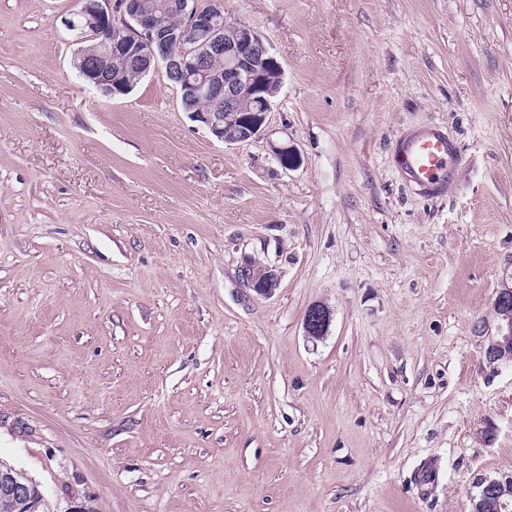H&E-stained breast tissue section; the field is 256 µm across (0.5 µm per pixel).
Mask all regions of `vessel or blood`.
Returning a JSON list of instances; mask_svg holds the SVG:
<instances>
[{"instance_id":"b4317fda","label":"vessel or blood","mask_w":512,"mask_h":512,"mask_svg":"<svg viewBox=\"0 0 512 512\" xmlns=\"http://www.w3.org/2000/svg\"><path fill=\"white\" fill-rule=\"evenodd\" d=\"M461 151L446 128L426 123L396 139L392 160L402 180L417 194L438 198L457 180Z\"/></svg>"}]
</instances>
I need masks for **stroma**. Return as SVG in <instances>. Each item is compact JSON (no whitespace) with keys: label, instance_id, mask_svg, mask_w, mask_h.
I'll list each match as a JSON object with an SVG mask.
<instances>
[{"label":"stroma","instance_id":"stroma-1","mask_svg":"<svg viewBox=\"0 0 512 512\" xmlns=\"http://www.w3.org/2000/svg\"><path fill=\"white\" fill-rule=\"evenodd\" d=\"M75 2L0 0V461L50 512H470L512 473L475 331L512 284V0H224L283 69L233 145L164 71L84 83ZM427 122L441 198L391 161ZM461 151L446 128L426 123L396 139L392 160L402 180L417 194L438 198L457 180ZM244 285L261 296H271L278 286V276L272 266H264L261 271L251 257H245L241 266ZM332 312L324 304H313L304 316V332L307 339L312 342L323 340L331 325Z\"/></svg>","mask_w":512,"mask_h":512}]
</instances>
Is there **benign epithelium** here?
Listing matches in <instances>:
<instances>
[{
	"mask_svg": "<svg viewBox=\"0 0 512 512\" xmlns=\"http://www.w3.org/2000/svg\"><path fill=\"white\" fill-rule=\"evenodd\" d=\"M79 8L64 18L63 24L78 45L74 66L86 82L113 96L129 93L132 86L115 72L118 61L137 58L146 61L143 74L162 69L177 87L185 109L203 123L219 141L240 144L257 138L264 128L266 115L272 111L282 85L272 89L265 83L266 71L283 70L260 35L241 21H224V0H178L180 24L172 28L162 16L147 9L141 0H79ZM224 54V72L211 70L208 56ZM259 99L264 108L252 115L244 134L230 139L224 134V113L237 111L243 99ZM209 99L224 100V111L209 112L202 104ZM244 285L261 296H270L278 286L275 269H256L247 257L241 266ZM494 310L501 311L495 334H488L483 321L475 331L485 337L484 356L490 365L512 364V287L504 284L495 293ZM332 321V312L324 304L310 306L304 316V332L312 342L324 339ZM476 487L482 495L491 489L507 491L512 487V473L482 477ZM0 496L23 497L30 509H38L42 493L23 482L17 471L0 472Z\"/></svg>",
	"mask_w": 512,
	"mask_h": 512,
	"instance_id": "1",
	"label": "benign epithelium"
}]
</instances>
